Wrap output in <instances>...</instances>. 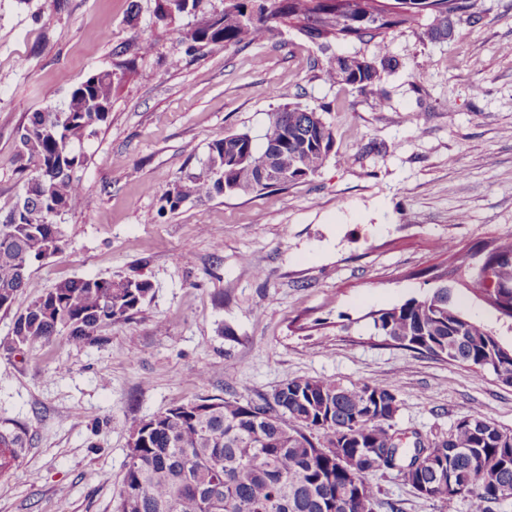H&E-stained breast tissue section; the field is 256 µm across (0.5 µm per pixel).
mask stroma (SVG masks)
Returning <instances> with one entry per match:
<instances>
[{
  "instance_id": "obj_1",
  "label": "stroma",
  "mask_w": 512,
  "mask_h": 512,
  "mask_svg": "<svg viewBox=\"0 0 512 512\" xmlns=\"http://www.w3.org/2000/svg\"><path fill=\"white\" fill-rule=\"evenodd\" d=\"M432 23L324 45L280 18L264 40L191 50L177 33L193 17L159 19L156 0H0V215L31 172L16 157L18 127L87 75L133 66L84 143L68 245L0 311V339L61 280L152 285L102 344L0 347V427L22 439L0 476V512H115L141 421L228 390L256 400L294 378L395 386L408 442L475 413L512 430V387L371 330V312L447 269L439 241L465 248L512 230V0H475L447 40L429 37ZM339 56L396 60L380 83L386 107L326 80ZM296 103L334 134L316 175L164 210L213 140L260 138ZM371 481L378 512H469L462 497H419L396 469Z\"/></svg>"
}]
</instances>
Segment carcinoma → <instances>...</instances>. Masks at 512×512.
Wrapping results in <instances>:
<instances>
[{"label":"carcinoma","mask_w":512,"mask_h":512,"mask_svg":"<svg viewBox=\"0 0 512 512\" xmlns=\"http://www.w3.org/2000/svg\"><path fill=\"white\" fill-rule=\"evenodd\" d=\"M268 0L247 11L238 0L210 12L204 0H157L162 18L187 15L194 26L182 39L193 48L262 40L268 22L294 18L312 39L372 40L428 12L429 36L446 40L452 16L470 0ZM360 60L349 76L326 69L360 93H375L380 70ZM124 75L96 72L76 84L59 107L34 112L18 130V158L33 165L24 192L0 216V309H10L33 265L48 245L64 250L57 218L73 210L82 185L76 176L87 163L78 145L108 121L112 91ZM333 131L319 113L288 105L274 113L261 146L245 133L210 143L201 172L189 177L169 209L184 199L240 192L258 180L267 165L286 182L305 180L327 161ZM439 250L451 270L435 276V285L403 303L372 314L379 336L407 350L488 372L512 387V345L496 330L472 319L459 290L498 313L512 332V232L478 241L465 251L453 239ZM152 289L142 278L112 280L81 277L60 281L30 302L15 318L10 336L0 343L23 354L59 336L92 344L102 329L138 314ZM399 410L392 385L362 382L349 387L333 379L307 377L283 382L260 401L241 396L212 397L171 407L136 426L115 512H376L378 487L367 476L397 468L416 493L447 501L444 482L453 475L456 496L470 512H490V504L512 498V434L480 414L465 416L442 439L416 438L401 446L394 419ZM19 435L0 428V475L18 457ZM375 448L385 457L371 455Z\"/></svg>","instance_id":"carcinoma-1"}]
</instances>
